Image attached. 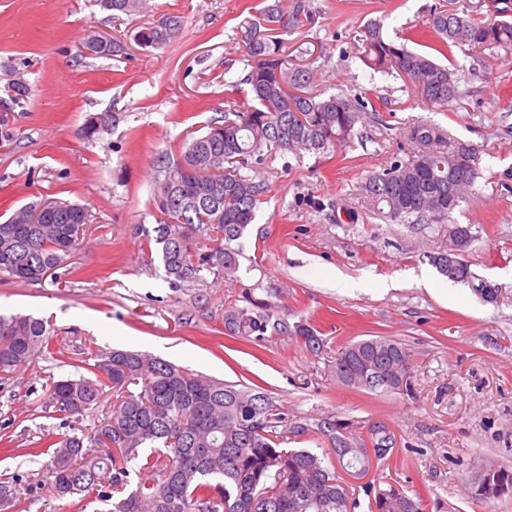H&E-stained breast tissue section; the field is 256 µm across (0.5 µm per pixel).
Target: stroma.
Masks as SVG:
<instances>
[{"label": "stroma", "mask_w": 512, "mask_h": 512, "mask_svg": "<svg viewBox=\"0 0 512 512\" xmlns=\"http://www.w3.org/2000/svg\"><path fill=\"white\" fill-rule=\"evenodd\" d=\"M270 0H144L112 16L98 0H0V222L47 198L85 205L90 222L56 279L0 278V312L30 313L53 328L57 354L0 380V475L17 480V504L0 512H104L95 501L55 499L43 477V442L66 429L43 404L50 378L75 375L80 350H142L210 377L266 392L289 418L336 416L356 437L386 429L392 454L347 489L368 512L367 485L425 496V512H512V497L468 499L482 466L512 467V51L466 58L464 95L435 112L403 80L366 69L363 25L380 21L397 43L446 0H311L313 24L285 35L294 62L322 51L319 90L375 99L353 140L336 152L267 156V186L241 244L238 280L171 287L142 227L154 224L156 162L186 135L223 116L244 77L239 24ZM179 35L144 49L135 37L165 15ZM121 41L118 58L82 53L89 32ZM28 89L15 97L11 86ZM113 126L85 137L97 117ZM439 126L447 144L480 152L478 178L450 221L396 224L369 212L359 186L411 150L407 127ZM476 236L472 272L502 290L483 302L430 262L449 222ZM271 303L288 325L310 323L327 341L315 353L293 333L250 343L224 334V309ZM372 336L405 344L411 391L345 386L331 370L342 345Z\"/></svg>", "instance_id": "obj_1"}]
</instances>
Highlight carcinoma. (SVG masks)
<instances>
[{
	"label": "carcinoma",
	"instance_id": "1",
	"mask_svg": "<svg viewBox=\"0 0 512 512\" xmlns=\"http://www.w3.org/2000/svg\"><path fill=\"white\" fill-rule=\"evenodd\" d=\"M108 11L130 14L142 0H100ZM496 18L475 19L467 10L435 8L418 31L431 37L443 57L456 50L481 55L512 50V7L492 0ZM313 22L309 0H274L256 19L247 18L245 44L247 99H227L224 118L191 137L175 162L161 161L155 198L161 217L144 228L147 245L158 253L165 280L194 284L209 273L216 280L239 278L240 239L266 192L249 174L272 151L324 153L350 141L367 110L362 99L314 91L312 63L291 64L276 34H290ZM181 29L178 16H163L138 32L143 48H160ZM360 59L376 73L395 74L429 108L444 112L463 96V66L395 44L383 26L369 22L358 38ZM95 56L118 57L123 45L90 47ZM416 152L370 175L361 186L366 209L397 224L444 220L465 200L480 177L479 152L460 143L441 151L439 127L419 122L408 131ZM20 223H0V276L22 282L43 280L79 244L76 225L89 222L86 209L68 201L20 208ZM288 329L270 303L224 310V334L260 342L268 332ZM295 335L314 352L323 340L308 324ZM47 322L27 314H0V380L36 355L53 353ZM87 371L47 382L44 404L72 433L47 444V478L58 498L96 493L109 502L130 484L129 464L154 471L150 481L113 504V512H352L357 502L335 469L309 449L280 447L284 435L312 432L331 450L342 469L364 464L362 443L348 423L326 416L310 426L288 420L265 392L205 377L161 358L128 350L90 349L79 360ZM342 384L369 391L410 389L409 352L392 339L376 337L341 348L334 364ZM115 396L112 415L93 430L80 417ZM489 478L467 486L476 502L512 496V469L487 468ZM423 496L395 486L378 490L370 512H424Z\"/></svg>",
	"mask_w": 512,
	"mask_h": 512
}]
</instances>
